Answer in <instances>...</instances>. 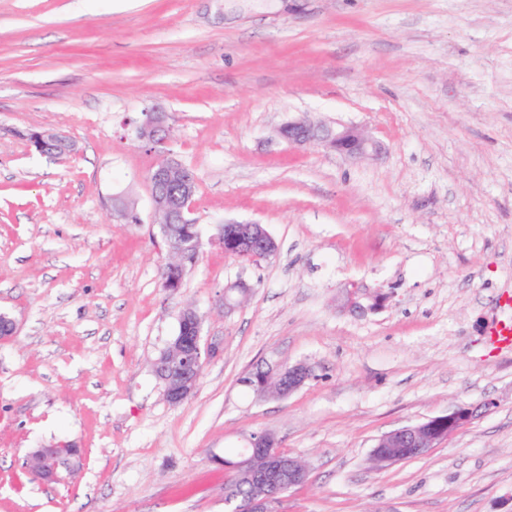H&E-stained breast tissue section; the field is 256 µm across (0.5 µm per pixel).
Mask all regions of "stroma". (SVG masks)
<instances>
[{
  "instance_id": "1",
  "label": "stroma",
  "mask_w": 512,
  "mask_h": 512,
  "mask_svg": "<svg viewBox=\"0 0 512 512\" xmlns=\"http://www.w3.org/2000/svg\"><path fill=\"white\" fill-rule=\"evenodd\" d=\"M169 116L203 242L181 288L135 136ZM309 116L383 143L353 161L296 149ZM76 144L50 158L23 131ZM134 200L125 223L113 197ZM266 225L245 263L218 224ZM252 287L218 311L237 280ZM388 293L374 312L337 301ZM512 297V0H0V512H224V456L263 430L311 468L284 512H512V348L489 338ZM187 305L219 346L170 404L153 370ZM314 376L261 399L253 370ZM477 416L383 470L384 434L458 406ZM79 441L56 481L27 449ZM285 365L288 368H283L280 364L268 366L263 376V379L276 381L275 399L288 398L313 376V368L304 362Z\"/></svg>"
}]
</instances>
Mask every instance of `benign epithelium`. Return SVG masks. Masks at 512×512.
I'll list each match as a JSON object with an SVG mask.
<instances>
[{
	"label": "benign epithelium",
	"mask_w": 512,
	"mask_h": 512,
	"mask_svg": "<svg viewBox=\"0 0 512 512\" xmlns=\"http://www.w3.org/2000/svg\"><path fill=\"white\" fill-rule=\"evenodd\" d=\"M137 138L153 151L163 152L162 159L150 171L147 181L156 224L161 237L171 254L180 258L178 267L185 272L187 265L198 259L199 241L174 229L176 224L188 223L194 195V181L187 166L173 153L164 150L169 137L168 116L164 112L151 110L136 123ZM279 138L294 148H304L318 143L325 148L358 160L378 156L383 145L374 140L356 125L332 126L314 123L306 118L293 119L278 129ZM26 139L38 152H47L49 157H61L74 151V143L63 133L53 128L32 130ZM235 232L219 234L217 240L224 253L242 260H253L258 255L277 253L278 243L268 229L254 222H233ZM251 286L239 280L229 286L221 300V307L234 308V296L246 297ZM365 295L361 289L347 290L343 307L354 312L374 311L385 300L377 292L372 303L363 304ZM181 329L190 332L188 336H175L168 344V350L179 356L180 370L160 377L164 394L169 403L179 405L192 396L197 387L204 359L216 353V348L202 342L203 319L198 311L184 307L178 316ZM17 331L14 317L0 312V341L13 338ZM313 376V368L298 362L288 367L280 364L269 366L264 379L277 383L275 398L285 399L299 390ZM473 417L469 408H458L446 415L424 422L404 426L381 436L371 452L374 466L383 468L407 457L427 454L432 448L448 439L457 429ZM82 451L77 442H60L30 448L25 453L24 463L28 471L44 483L57 478L61 467H74L81 463ZM224 470L248 480L251 497L245 512H280L285 489L302 487L309 482L310 468L301 459L283 452L276 434L261 431L245 438V446L236 461L224 463Z\"/></svg>",
	"instance_id": "benign-epithelium-1"
}]
</instances>
